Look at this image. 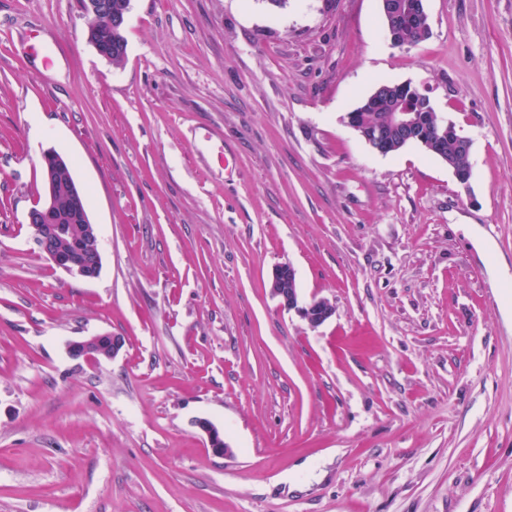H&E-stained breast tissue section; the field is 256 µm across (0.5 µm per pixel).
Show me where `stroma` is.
<instances>
[{"label": "stroma", "instance_id": "stroma-1", "mask_svg": "<svg viewBox=\"0 0 512 512\" xmlns=\"http://www.w3.org/2000/svg\"><path fill=\"white\" fill-rule=\"evenodd\" d=\"M427 10L400 48L380 0H131L115 66L80 0H0V512H512V0ZM383 80L471 138L469 189L347 125ZM49 149L96 279L26 221ZM288 280L295 271L290 264H281L273 269L270 279V293L280 306L288 311H295L311 328H317L327 322L335 314L333 305L326 299L302 301L298 288H288ZM112 337L111 343L106 348H100V340ZM124 340L120 336H89L80 342L69 344L70 355L83 358L89 362L98 363L101 359H115L123 350Z\"/></svg>", "mask_w": 512, "mask_h": 512}]
</instances>
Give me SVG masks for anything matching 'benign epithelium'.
<instances>
[{
  "instance_id": "obj_1",
  "label": "benign epithelium",
  "mask_w": 512,
  "mask_h": 512,
  "mask_svg": "<svg viewBox=\"0 0 512 512\" xmlns=\"http://www.w3.org/2000/svg\"><path fill=\"white\" fill-rule=\"evenodd\" d=\"M399 5L393 0H381V11L386 17L385 31L391 45H397V27L394 19ZM383 88L401 92L397 98L398 107L393 112V126L407 131H416L417 112L433 111L430 97L409 81L390 82ZM355 108L346 114L347 124L359 132V134L378 153L385 151V142L380 138H373L366 129L357 123ZM61 167V159L53 151L43 154V174L47 187V197L36 203L27 213V221L33 229L35 241L45 257L57 267L87 279H94L97 273L91 272V268H100L102 256L94 258L93 267L87 266L84 254L77 252H61L56 249V243L63 238H81L88 231L87 224L91 223L90 213L86 203H81L70 212H59L56 209L53 197V182ZM294 269L289 264H281L273 269L270 279V293L276 298L280 306L288 311H295L312 327L317 328L327 322L335 314L333 305L326 299H311L304 301L300 298L296 288L288 287L286 275L293 274ZM101 337L89 336L80 342L69 344L70 355L82 358L89 362H99L102 359H114L123 350L124 340L120 336L112 337L111 343L106 347H100ZM195 425L203 431L208 438L212 450L218 454L230 453L229 445L224 441V434L209 421L198 419Z\"/></svg>"
}]
</instances>
